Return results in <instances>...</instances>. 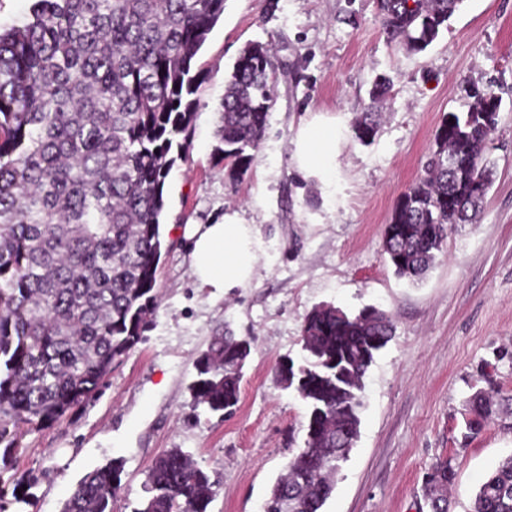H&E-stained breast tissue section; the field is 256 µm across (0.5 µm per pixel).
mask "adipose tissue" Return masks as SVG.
Returning a JSON list of instances; mask_svg holds the SVG:
<instances>
[{
  "label": "adipose tissue",
  "instance_id": "1",
  "mask_svg": "<svg viewBox=\"0 0 512 512\" xmlns=\"http://www.w3.org/2000/svg\"><path fill=\"white\" fill-rule=\"evenodd\" d=\"M342 129L333 118L316 116L305 122L294 140L293 161L308 175L332 180ZM184 233L191 241L192 270L201 287L223 296L225 289L249 282L259 260L258 238L238 212L225 213L214 224H190Z\"/></svg>",
  "mask_w": 512,
  "mask_h": 512
}]
</instances>
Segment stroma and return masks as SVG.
<instances>
[{
	"mask_svg": "<svg viewBox=\"0 0 512 512\" xmlns=\"http://www.w3.org/2000/svg\"><path fill=\"white\" fill-rule=\"evenodd\" d=\"M271 44L276 87L265 137L238 182L215 154L224 85L241 49ZM196 64L206 79L185 160L164 186L153 326L112 368L97 398L61 421L23 432L10 472L38 481L30 512H60L79 480L113 458L124 472L114 512H132L146 471L180 448L218 482L209 512H260L272 483L303 444L306 407L277 378L297 357L306 314L376 305L395 335L365 377L360 435L324 512H422L424 472L450 458L453 512H470L484 478L512 455V0H462L425 51L388 42L376 0H225ZM389 91L372 99L379 76ZM500 99L487 144L492 186L474 223L458 224L419 281L398 277L383 230L403 192L426 174L435 132L467 112L474 89ZM378 115L368 145L350 130ZM326 113L344 132L327 184L298 172L293 141ZM239 212L262 241L251 281L212 296L191 268L188 224ZM251 342L240 400L226 417L194 407V362L216 331ZM493 380L498 418L462 440L472 386Z\"/></svg>",
	"mask_w": 512,
	"mask_h": 512,
	"instance_id": "stroma-1",
	"label": "stroma"
}]
</instances>
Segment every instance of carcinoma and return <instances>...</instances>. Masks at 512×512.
Instances as JSON below:
<instances>
[{
	"label": "carcinoma",
	"mask_w": 512,
	"mask_h": 512,
	"mask_svg": "<svg viewBox=\"0 0 512 512\" xmlns=\"http://www.w3.org/2000/svg\"><path fill=\"white\" fill-rule=\"evenodd\" d=\"M463 0H381L387 39L412 51L433 43ZM224 14V0H30L23 19L0 25V462L21 429L48 427L98 394L112 365L144 340L156 312L164 185L188 151L197 93L195 59ZM276 58L266 43L240 52L224 88L216 151L229 181L250 168L264 139ZM451 114L426 177L397 202L383 251L395 273L421 278L448 232L474 219L491 184L485 153L499 98L488 87ZM363 144L377 123L352 126ZM394 323L366 306L349 314L314 307L302 355L279 369L307 405L303 446L271 487L261 512H323L360 433L363 380ZM250 340H210L195 362L193 403L230 415L240 399ZM494 391L465 402L467 440L499 415ZM124 462L88 472L61 512H112ZM0 512H24L36 482L3 478ZM448 458L422 479L428 512H449ZM217 482L181 448L148 469L134 512H208ZM471 512H512V456L481 482Z\"/></svg>",
	"instance_id": "obj_1"
}]
</instances>
